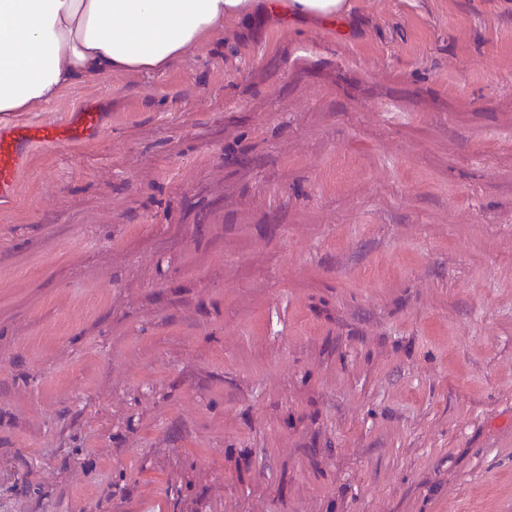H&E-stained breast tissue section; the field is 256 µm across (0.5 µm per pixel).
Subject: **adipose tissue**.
Listing matches in <instances>:
<instances>
[{"mask_svg":"<svg viewBox=\"0 0 512 512\" xmlns=\"http://www.w3.org/2000/svg\"><path fill=\"white\" fill-rule=\"evenodd\" d=\"M258 6L332 22L349 0H0V117L78 82L163 71Z\"/></svg>","mask_w":512,"mask_h":512,"instance_id":"1","label":"adipose tissue"}]
</instances>
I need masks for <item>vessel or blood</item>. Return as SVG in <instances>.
Returning <instances> with one entry per match:
<instances>
[{
    "mask_svg": "<svg viewBox=\"0 0 512 512\" xmlns=\"http://www.w3.org/2000/svg\"><path fill=\"white\" fill-rule=\"evenodd\" d=\"M102 127V115L93 110L78 113L75 120L56 124L19 123L0 131V197L12 195L18 174L29 152L37 145L69 144Z\"/></svg>",
    "mask_w": 512,
    "mask_h": 512,
    "instance_id": "1",
    "label": "vessel or blood"
}]
</instances>
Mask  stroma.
<instances>
[{
	"mask_svg": "<svg viewBox=\"0 0 512 512\" xmlns=\"http://www.w3.org/2000/svg\"><path fill=\"white\" fill-rule=\"evenodd\" d=\"M350 3L18 113L0 512H512V0ZM77 113L73 121L19 123L6 132L0 131V197L14 194L18 174L26 165L32 147L73 143L101 129V112L86 110Z\"/></svg>",
	"mask_w": 512,
	"mask_h": 512,
	"instance_id": "stroma-1",
	"label": "stroma"
}]
</instances>
